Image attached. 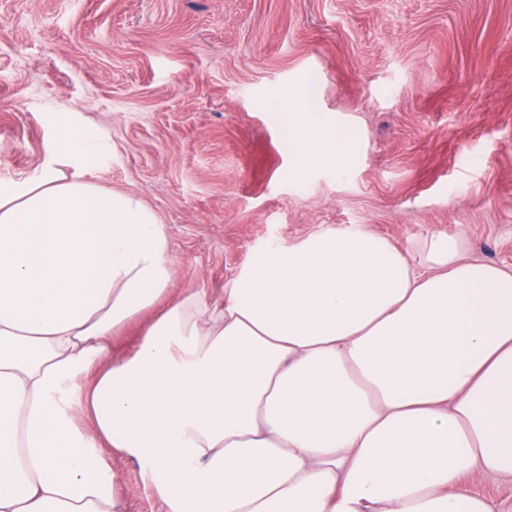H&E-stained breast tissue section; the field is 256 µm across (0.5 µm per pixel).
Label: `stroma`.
<instances>
[{
  "mask_svg": "<svg viewBox=\"0 0 512 512\" xmlns=\"http://www.w3.org/2000/svg\"><path fill=\"white\" fill-rule=\"evenodd\" d=\"M311 81L354 136L344 174L295 173L268 108ZM62 108L111 146L86 180L164 224L174 293L352 224L512 267V0H0V178L38 175ZM112 470L125 512H164Z\"/></svg>",
  "mask_w": 512,
  "mask_h": 512,
  "instance_id": "1",
  "label": "stroma"
}]
</instances>
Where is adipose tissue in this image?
<instances>
[{"label": "adipose tissue", "mask_w": 512, "mask_h": 512, "mask_svg": "<svg viewBox=\"0 0 512 512\" xmlns=\"http://www.w3.org/2000/svg\"><path fill=\"white\" fill-rule=\"evenodd\" d=\"M273 110L298 166L349 169L315 86ZM109 151L51 112L40 174L0 179V512H122L112 451L166 512H498L465 484L512 479V268L354 224L175 296L156 215L57 168ZM156 310L146 312L136 317L133 321L121 329L112 342L113 353L117 356H130L137 349V336L141 330L156 314Z\"/></svg>", "instance_id": "obj_1"}]
</instances>
